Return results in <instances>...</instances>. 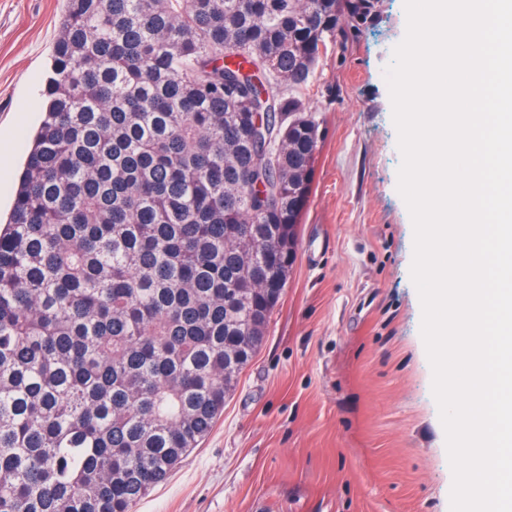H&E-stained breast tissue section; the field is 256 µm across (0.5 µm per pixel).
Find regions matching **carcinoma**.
Returning a JSON list of instances; mask_svg holds the SVG:
<instances>
[{"label": "carcinoma", "mask_w": 512, "mask_h": 512, "mask_svg": "<svg viewBox=\"0 0 512 512\" xmlns=\"http://www.w3.org/2000/svg\"><path fill=\"white\" fill-rule=\"evenodd\" d=\"M62 2L0 221V512H133L262 346L318 149L301 90L381 0Z\"/></svg>", "instance_id": "cac0c4a2"}]
</instances>
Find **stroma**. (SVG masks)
Listing matches in <instances>:
<instances>
[{"label":"stroma","instance_id":"obj_1","mask_svg":"<svg viewBox=\"0 0 512 512\" xmlns=\"http://www.w3.org/2000/svg\"><path fill=\"white\" fill-rule=\"evenodd\" d=\"M62 0H0V135L44 91ZM404 0L343 30L302 97L318 124L293 273L200 448L135 512H450L384 70Z\"/></svg>","mask_w":512,"mask_h":512}]
</instances>
